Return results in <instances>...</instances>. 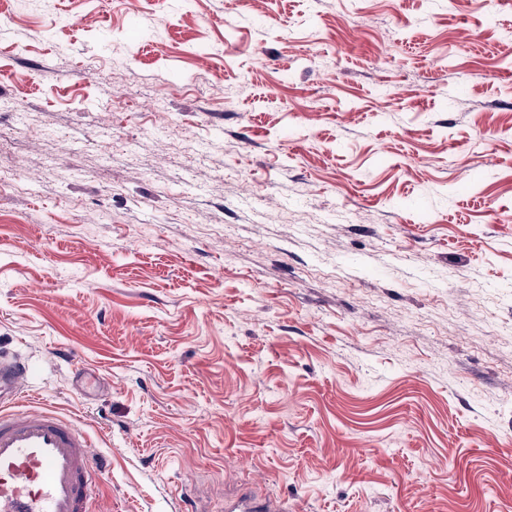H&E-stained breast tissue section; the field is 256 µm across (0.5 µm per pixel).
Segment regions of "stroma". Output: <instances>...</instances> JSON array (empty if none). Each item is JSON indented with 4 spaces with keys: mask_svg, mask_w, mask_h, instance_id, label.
I'll list each match as a JSON object with an SVG mask.
<instances>
[{
    "mask_svg": "<svg viewBox=\"0 0 512 512\" xmlns=\"http://www.w3.org/2000/svg\"><path fill=\"white\" fill-rule=\"evenodd\" d=\"M0 169L102 512H512V4L0 0ZM226 512H288L287 501L270 502L256 500L251 497H241L239 500L225 506Z\"/></svg>",
    "mask_w": 512,
    "mask_h": 512,
    "instance_id": "1",
    "label": "stroma"
}]
</instances>
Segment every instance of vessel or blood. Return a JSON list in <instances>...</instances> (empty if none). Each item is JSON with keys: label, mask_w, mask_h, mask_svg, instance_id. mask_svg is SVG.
I'll return each instance as SVG.
<instances>
[{"label": "vessel or blood", "mask_w": 512, "mask_h": 512, "mask_svg": "<svg viewBox=\"0 0 512 512\" xmlns=\"http://www.w3.org/2000/svg\"><path fill=\"white\" fill-rule=\"evenodd\" d=\"M28 373L24 361L0 359V512H96L103 465L90 436L53 410L27 407ZM225 512H288V504L243 497Z\"/></svg>", "instance_id": "b4317fda"}]
</instances>
